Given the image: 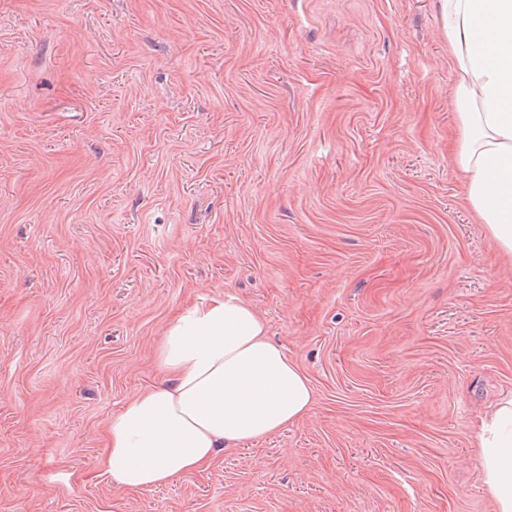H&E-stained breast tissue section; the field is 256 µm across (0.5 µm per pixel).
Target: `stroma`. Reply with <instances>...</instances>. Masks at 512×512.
Returning <instances> with one entry per match:
<instances>
[{"instance_id":"1","label":"stroma","mask_w":512,"mask_h":512,"mask_svg":"<svg viewBox=\"0 0 512 512\" xmlns=\"http://www.w3.org/2000/svg\"><path fill=\"white\" fill-rule=\"evenodd\" d=\"M439 0H0V512H496L512 255L469 205ZM236 297L313 407L101 474L168 325ZM482 483L496 512H512V398L480 419L477 431Z\"/></svg>"}]
</instances>
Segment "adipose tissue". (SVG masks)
I'll use <instances>...</instances> for the list:
<instances>
[{"instance_id":"adipose-tissue-1","label":"adipose tissue","mask_w":512,"mask_h":512,"mask_svg":"<svg viewBox=\"0 0 512 512\" xmlns=\"http://www.w3.org/2000/svg\"><path fill=\"white\" fill-rule=\"evenodd\" d=\"M461 135L455 159L466 197L512 255V0H441ZM164 383L134 397L108 427L101 473L152 489L207 467L227 444L265 438L314 403L305 374L231 296L181 313L158 353ZM478 461L496 512H512V398L481 418Z\"/></svg>"}]
</instances>
